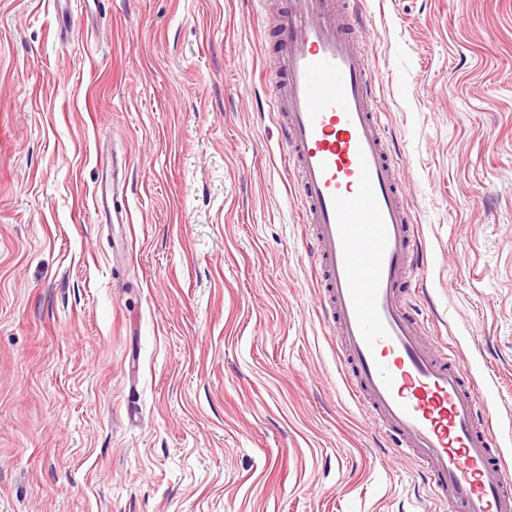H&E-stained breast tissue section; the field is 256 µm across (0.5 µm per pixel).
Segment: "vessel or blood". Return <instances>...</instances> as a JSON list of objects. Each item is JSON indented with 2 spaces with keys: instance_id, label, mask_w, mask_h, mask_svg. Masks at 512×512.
<instances>
[{
  "instance_id": "obj_1",
  "label": "vessel or blood",
  "mask_w": 512,
  "mask_h": 512,
  "mask_svg": "<svg viewBox=\"0 0 512 512\" xmlns=\"http://www.w3.org/2000/svg\"><path fill=\"white\" fill-rule=\"evenodd\" d=\"M358 0H290L277 24L273 87L325 290L323 314L352 369L351 396L421 466L448 512H512L492 404L458 359L425 339L402 289L424 246L405 206L358 35ZM97 220L129 223L125 182L102 169Z\"/></svg>"
}]
</instances>
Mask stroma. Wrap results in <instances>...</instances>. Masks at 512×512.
<instances>
[{"label":"stroma","instance_id":"35a3bbf8","mask_svg":"<svg viewBox=\"0 0 512 512\" xmlns=\"http://www.w3.org/2000/svg\"><path fill=\"white\" fill-rule=\"evenodd\" d=\"M285 0H0V512H438L350 397L272 107ZM408 289L512 468V0H360ZM126 159L124 250L98 168Z\"/></svg>","mask_w":512,"mask_h":512}]
</instances>
